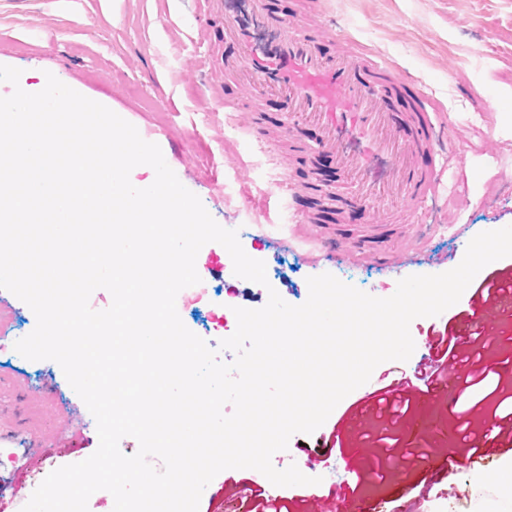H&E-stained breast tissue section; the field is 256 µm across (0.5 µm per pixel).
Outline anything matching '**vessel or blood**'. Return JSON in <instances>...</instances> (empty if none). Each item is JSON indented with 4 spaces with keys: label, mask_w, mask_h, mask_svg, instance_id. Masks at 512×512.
<instances>
[{
    "label": "vessel or blood",
    "mask_w": 512,
    "mask_h": 512,
    "mask_svg": "<svg viewBox=\"0 0 512 512\" xmlns=\"http://www.w3.org/2000/svg\"><path fill=\"white\" fill-rule=\"evenodd\" d=\"M224 19V34L238 47L225 59L224 74L250 70L263 88L285 92L292 111L310 117L321 136L319 154L334 158L341 179L336 202L345 209L364 207L385 190L402 191L408 208L435 195L437 171H420L415 163L424 150L436 148L435 125L425 107H418L407 133L392 108L396 81L386 63L369 62L355 49L335 60L321 51L297 21L271 14L261 0H210ZM480 455L449 451L440 471L454 474L460 464L480 469Z\"/></svg>",
    "instance_id": "vessel-or-blood-1"
}]
</instances>
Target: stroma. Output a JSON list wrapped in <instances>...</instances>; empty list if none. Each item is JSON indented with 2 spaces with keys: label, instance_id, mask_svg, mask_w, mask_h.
Wrapping results in <instances>:
<instances>
[{
  "label": "stroma",
  "instance_id": "stroma-1",
  "mask_svg": "<svg viewBox=\"0 0 512 512\" xmlns=\"http://www.w3.org/2000/svg\"><path fill=\"white\" fill-rule=\"evenodd\" d=\"M262 3L291 19L310 15L325 57H335L346 39L387 63L404 85L399 122L408 123L417 92L429 94L447 121L448 168L434 201L411 211L403 198L386 197L359 214L338 212L331 192L339 168L315 152L318 128L293 115L284 94L245 80L211 90V74L237 49L203 0H0V65L21 69V83L35 92L54 75L134 125L216 222L237 230L245 252L265 262L262 286L225 279L222 245L199 251L201 281L180 291L177 311L213 347L236 329L227 310L262 308L269 290L299 305L308 277L329 273L385 298L404 277L455 268L475 235L512 225V0ZM282 125L294 127V137H262V129ZM289 180L304 192L288 195ZM326 238L336 240V258L326 257ZM35 326L30 307L0 289V449L18 456L15 466H0V512H21L51 471L99 446L96 422L59 364L15 350ZM19 383L35 396L17 395ZM417 411L427 417L424 427L401 429V464L379 477L381 451L364 435L380 420L347 395L324 423L337 429L342 452L322 458L308 476L340 482L359 471L347 512H391L404 488L437 470L457 445L451 393L423 396ZM41 438L47 447L31 454ZM424 442L438 452L420 461L412 450ZM471 474L458 469L452 492L433 495L428 512H498L497 483Z\"/></svg>",
  "mask_w": 512,
  "mask_h": 512
}]
</instances>
